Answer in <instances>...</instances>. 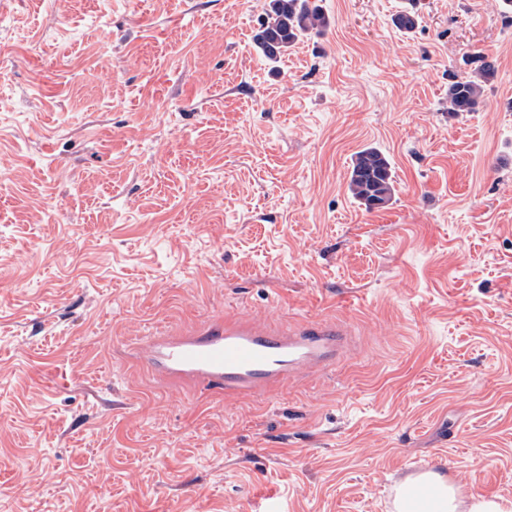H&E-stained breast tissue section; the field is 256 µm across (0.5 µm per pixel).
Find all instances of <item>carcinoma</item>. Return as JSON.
Wrapping results in <instances>:
<instances>
[{
    "mask_svg": "<svg viewBox=\"0 0 512 512\" xmlns=\"http://www.w3.org/2000/svg\"><path fill=\"white\" fill-rule=\"evenodd\" d=\"M418 10L408 8L399 12L395 26L403 32H412L421 24ZM329 25V19L315 0H268L265 19L256 31L253 42L270 61L300 38L320 32ZM476 67L464 76H454L448 82V115L458 117L474 112L481 103L485 86L496 74L494 61L486 55L474 57ZM348 191L366 210L386 207L396 193V180L390 160L374 147L359 151L352 160Z\"/></svg>",
    "mask_w": 512,
    "mask_h": 512,
    "instance_id": "cac0c4a2",
    "label": "carcinoma"
}]
</instances>
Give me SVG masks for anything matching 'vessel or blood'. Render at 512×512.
<instances>
[{
	"label": "vessel or blood",
	"mask_w": 512,
	"mask_h": 512,
	"mask_svg": "<svg viewBox=\"0 0 512 512\" xmlns=\"http://www.w3.org/2000/svg\"><path fill=\"white\" fill-rule=\"evenodd\" d=\"M137 352L169 381L194 385L225 399L262 398L287 386L300 373L325 371L351 357V331L342 322L309 316L286 328H274L247 314L214 319L190 332L141 337ZM433 468H413L411 484L397 495L432 493L424 478Z\"/></svg>",
	"instance_id": "obj_1"
}]
</instances>
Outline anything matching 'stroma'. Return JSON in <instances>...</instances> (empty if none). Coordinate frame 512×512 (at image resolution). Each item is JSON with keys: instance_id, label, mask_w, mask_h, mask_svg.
<instances>
[{"instance_id": "stroma-1", "label": "stroma", "mask_w": 512, "mask_h": 512, "mask_svg": "<svg viewBox=\"0 0 512 512\" xmlns=\"http://www.w3.org/2000/svg\"><path fill=\"white\" fill-rule=\"evenodd\" d=\"M266 2L0 0V512H394L423 462L512 499V13L319 0L272 62ZM244 310L345 320L356 352L229 404L133 355ZM487 55H476L477 63L473 72L464 77L453 76L448 82V114L458 117L469 112H475L481 103L485 86L496 74L494 60ZM390 160L374 147L359 151L352 160L348 191L368 211L386 207L396 193Z\"/></svg>"}]
</instances>
